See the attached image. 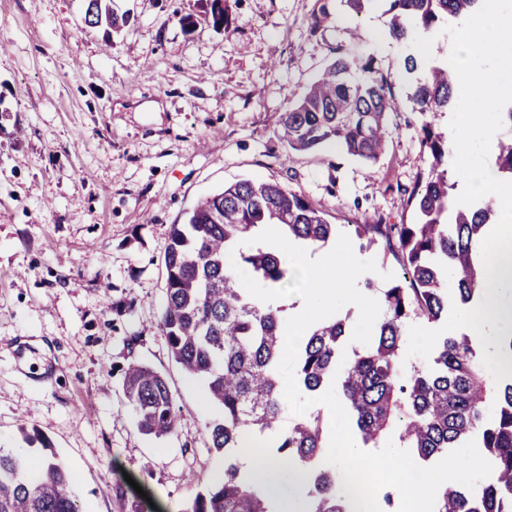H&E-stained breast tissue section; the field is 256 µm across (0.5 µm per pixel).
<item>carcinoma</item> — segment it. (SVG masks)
Segmentation results:
<instances>
[{
    "label": "carcinoma",
    "instance_id": "cac0c4a2",
    "mask_svg": "<svg viewBox=\"0 0 512 512\" xmlns=\"http://www.w3.org/2000/svg\"><path fill=\"white\" fill-rule=\"evenodd\" d=\"M391 37L411 45L404 71L413 81L414 110L430 117L421 147L429 166L410 192L416 222L353 225L362 247L380 246L402 269L389 287L377 290L380 314L371 341L344 366L340 390L365 444L376 446L394 423L399 439L423 459L477 440L493 465V479L470 490L447 486L434 512H512V377L491 382L480 351L467 334L444 336L434 365L398 376L406 324L448 316V271L464 305L476 301L482 276L481 242L496 222L493 201L466 210L449 207L456 182L448 176L451 150L436 120L456 95L454 74L418 38L463 23L482 0H383ZM85 23L121 32L130 21L107 0H86ZM305 96L287 107L281 141L290 151L332 145L367 161L379 157L391 133L388 116L398 104L391 81L372 61L353 62L342 48ZM498 172L512 179V137L497 145ZM264 224H277L286 238L318 249L336 241L330 223L305 195L277 182L246 179L199 201L184 222L171 225L164 256L166 296L160 319L169 351L193 379L205 383L207 403L222 417L206 424L209 449L234 457L246 450L244 432L265 438L258 450L276 449L310 477L306 512H348L338 490L336 467L326 462L319 417L285 424L282 376L284 306L259 302L240 287L231 263L245 268L265 288H282L293 272L278 248L242 242ZM350 316L313 324L299 345L296 379L307 393L324 389L336 374V355ZM126 404L139 431L155 438L178 424L174 396L162 374L134 361L123 379ZM74 473L50 453L41 459L0 448V512H79ZM182 512H278L266 492L227 461L224 477L197 492Z\"/></svg>",
    "mask_w": 512,
    "mask_h": 512
}]
</instances>
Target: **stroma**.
I'll list each match as a JSON object with an SVG mask.
<instances>
[{
  "label": "stroma",
  "instance_id": "stroma-1",
  "mask_svg": "<svg viewBox=\"0 0 512 512\" xmlns=\"http://www.w3.org/2000/svg\"><path fill=\"white\" fill-rule=\"evenodd\" d=\"M114 5L133 19L108 38L84 0H0V448L51 447L80 475L81 512H184L224 459L206 435L217 411L159 327L171 225L243 179L302 193L344 234L373 214L413 223L424 117L384 5L224 0L220 29L210 0ZM338 46L373 61L398 102L373 162L289 154L278 137ZM134 360L165 375L174 434L138 431L122 392Z\"/></svg>",
  "mask_w": 512,
  "mask_h": 512
}]
</instances>
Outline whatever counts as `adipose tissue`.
<instances>
[{
	"label": "adipose tissue",
	"instance_id": "1",
	"mask_svg": "<svg viewBox=\"0 0 512 512\" xmlns=\"http://www.w3.org/2000/svg\"><path fill=\"white\" fill-rule=\"evenodd\" d=\"M240 461L253 482L282 505V512H302L307 478L287 460L266 453L240 452Z\"/></svg>",
	"mask_w": 512,
	"mask_h": 512
}]
</instances>
